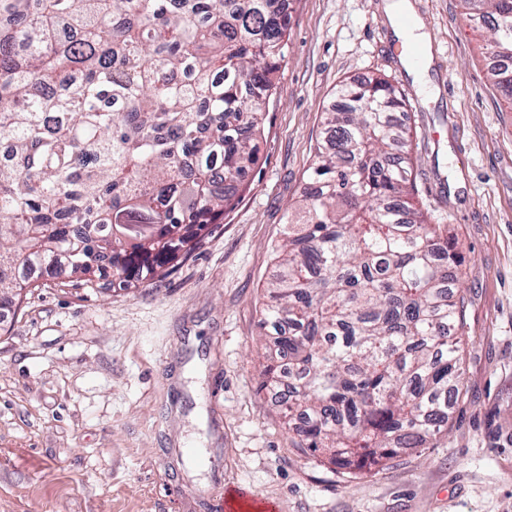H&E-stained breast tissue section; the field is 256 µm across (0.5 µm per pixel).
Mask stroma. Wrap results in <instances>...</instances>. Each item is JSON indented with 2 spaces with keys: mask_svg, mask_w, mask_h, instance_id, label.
Masks as SVG:
<instances>
[{
  "mask_svg": "<svg viewBox=\"0 0 512 512\" xmlns=\"http://www.w3.org/2000/svg\"><path fill=\"white\" fill-rule=\"evenodd\" d=\"M394 2L293 0L248 188L169 274L103 290L43 271L0 313V512H216L218 480L277 512H512V100L458 0H408L428 56L410 74ZM369 77L405 92L414 202L458 237L465 390L436 447L343 480L258 389L261 303L336 88Z\"/></svg>",
  "mask_w": 512,
  "mask_h": 512,
  "instance_id": "35a3bbf8",
  "label": "stroma"
}]
</instances>
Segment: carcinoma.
<instances>
[{"mask_svg":"<svg viewBox=\"0 0 512 512\" xmlns=\"http://www.w3.org/2000/svg\"><path fill=\"white\" fill-rule=\"evenodd\" d=\"M285 0H0V296L34 269L110 290L188 255L256 163L288 46ZM512 96V0H461ZM288 213L262 324L288 325L260 389L292 446L343 479L447 432L463 382L455 237L412 202L385 79L340 85Z\"/></svg>","mask_w":512,"mask_h":512,"instance_id":"carcinoma-1","label":"carcinoma"}]
</instances>
